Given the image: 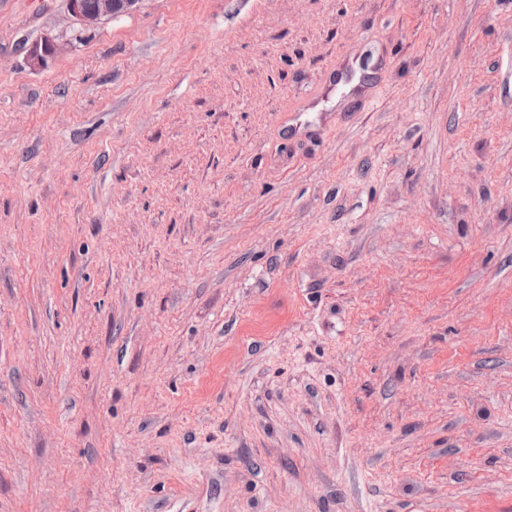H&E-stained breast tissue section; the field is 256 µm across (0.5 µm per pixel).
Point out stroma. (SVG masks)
I'll list each match as a JSON object with an SVG mask.
<instances>
[{"label": "stroma", "mask_w": 512, "mask_h": 512, "mask_svg": "<svg viewBox=\"0 0 512 512\" xmlns=\"http://www.w3.org/2000/svg\"><path fill=\"white\" fill-rule=\"evenodd\" d=\"M0 512H512V0H0ZM140 0H66L67 11L75 26L73 31L81 33L104 21L130 14L138 7ZM58 44L50 39L35 43L27 50V59L32 67L43 68L55 56Z\"/></svg>", "instance_id": "35a3bbf8"}]
</instances>
